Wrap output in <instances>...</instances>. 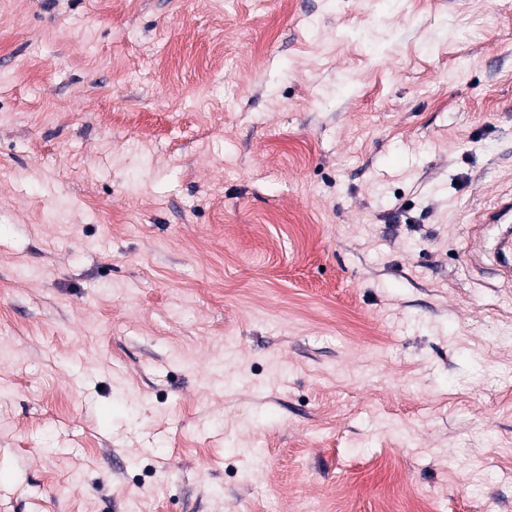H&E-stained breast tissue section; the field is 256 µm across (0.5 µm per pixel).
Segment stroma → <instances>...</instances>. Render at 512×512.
Wrapping results in <instances>:
<instances>
[{"instance_id":"obj_1","label":"stroma","mask_w":512,"mask_h":512,"mask_svg":"<svg viewBox=\"0 0 512 512\" xmlns=\"http://www.w3.org/2000/svg\"><path fill=\"white\" fill-rule=\"evenodd\" d=\"M512 0H0V512H512Z\"/></svg>"}]
</instances>
